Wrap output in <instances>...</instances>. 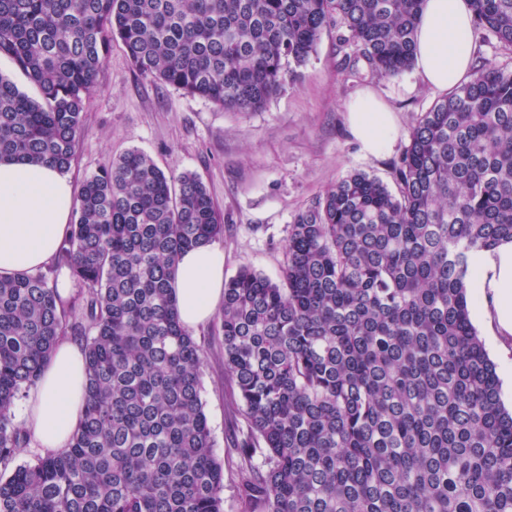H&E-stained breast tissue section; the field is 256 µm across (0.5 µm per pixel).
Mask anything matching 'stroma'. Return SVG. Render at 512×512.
<instances>
[{"mask_svg": "<svg viewBox=\"0 0 512 512\" xmlns=\"http://www.w3.org/2000/svg\"><path fill=\"white\" fill-rule=\"evenodd\" d=\"M344 35V28L327 27L309 60L256 112H228L142 76L121 42L113 41L82 114L83 133L68 172L73 186L130 149L149 155L165 173H194L224 216V236L216 245L224 252L225 277L247 266L278 278L289 224L349 172L391 182L410 128L437 97L414 68L391 79L370 76ZM365 88L387 102L399 129L393 149L379 155L362 152L347 126V105ZM475 328L511 408L512 335H491L480 321ZM194 335L209 353L202 399L215 454L225 461L242 417L237 395L223 385L218 320Z\"/></svg>", "mask_w": 512, "mask_h": 512, "instance_id": "obj_1", "label": "stroma"}]
</instances>
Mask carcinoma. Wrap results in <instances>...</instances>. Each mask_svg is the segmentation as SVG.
I'll list each match as a JSON object with an SVG mask.
<instances>
[{
	"instance_id": "cac0c4a2",
	"label": "carcinoma",
	"mask_w": 512,
	"mask_h": 512,
	"mask_svg": "<svg viewBox=\"0 0 512 512\" xmlns=\"http://www.w3.org/2000/svg\"><path fill=\"white\" fill-rule=\"evenodd\" d=\"M423 0H0V159L70 168L85 94L113 39L136 70L227 111L256 112L323 29L369 71L415 60ZM512 48V0H471ZM394 187L354 171L288 225L273 281H224V384L239 512H512V409L473 325L470 253L512 243V71L482 61L421 113ZM224 235L190 172L130 150L84 178L57 264L0 277V512H224V464L202 400L208 352L180 321L175 263ZM79 340L86 396L70 444L31 443L15 407L60 338ZM0 73L8 77L14 84L29 96L38 99L36 87L27 79V77L16 67V65L5 56H0Z\"/></svg>"
}]
</instances>
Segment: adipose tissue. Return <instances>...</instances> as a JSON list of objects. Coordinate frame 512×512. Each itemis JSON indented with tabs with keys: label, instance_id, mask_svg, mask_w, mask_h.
Returning a JSON list of instances; mask_svg holds the SVG:
<instances>
[{
	"label": "adipose tissue",
	"instance_id": "obj_1",
	"mask_svg": "<svg viewBox=\"0 0 512 512\" xmlns=\"http://www.w3.org/2000/svg\"><path fill=\"white\" fill-rule=\"evenodd\" d=\"M472 24L469 0H424L415 63L426 87L445 92L469 78ZM347 121L365 153L386 152L397 140L394 114L372 90H363L350 101ZM75 203L70 178L57 168L26 160L0 161V276L51 261ZM471 267L473 317L490 319L501 334L512 335V243L473 252ZM174 292L185 327L207 322L224 295L223 251L211 245L182 254ZM85 394L84 353L77 343L63 339L31 387L23 410L39 447H68Z\"/></svg>",
	"mask_w": 512,
	"mask_h": 512
}]
</instances>
